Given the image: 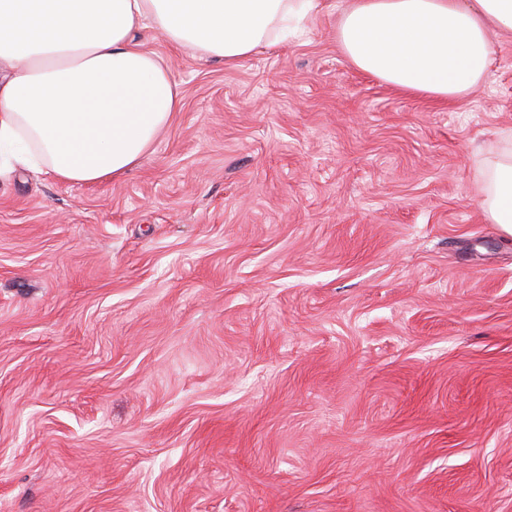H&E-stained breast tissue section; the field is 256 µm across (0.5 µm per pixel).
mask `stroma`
<instances>
[{"mask_svg": "<svg viewBox=\"0 0 512 512\" xmlns=\"http://www.w3.org/2000/svg\"><path fill=\"white\" fill-rule=\"evenodd\" d=\"M338 13L236 66L154 30L182 108L125 176L0 173V512H512V236L463 100L356 69Z\"/></svg>", "mask_w": 512, "mask_h": 512, "instance_id": "1", "label": "stroma"}]
</instances>
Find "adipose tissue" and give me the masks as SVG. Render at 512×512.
I'll return each instance as SVG.
<instances>
[{
    "label": "adipose tissue",
    "instance_id": "obj_1",
    "mask_svg": "<svg viewBox=\"0 0 512 512\" xmlns=\"http://www.w3.org/2000/svg\"><path fill=\"white\" fill-rule=\"evenodd\" d=\"M320 0H0V159L92 185L137 167L180 109L173 47L233 65L299 38ZM512 33V0H349L336 39L360 71L411 93L480 88L491 31ZM483 211L512 235V149L489 165Z\"/></svg>",
    "mask_w": 512,
    "mask_h": 512
}]
</instances>
